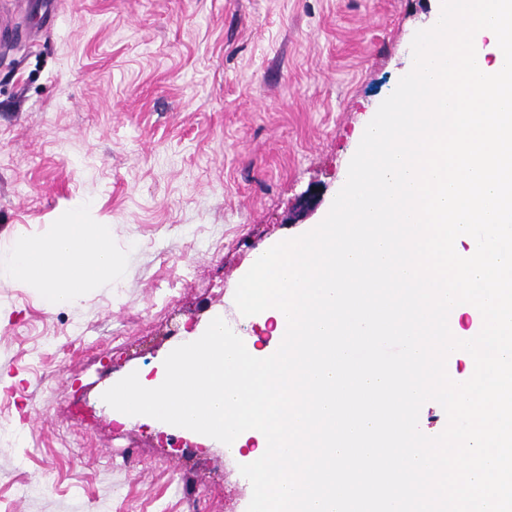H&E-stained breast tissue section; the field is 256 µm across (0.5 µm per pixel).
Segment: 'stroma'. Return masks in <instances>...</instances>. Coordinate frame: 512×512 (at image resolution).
Here are the masks:
<instances>
[{
	"mask_svg": "<svg viewBox=\"0 0 512 512\" xmlns=\"http://www.w3.org/2000/svg\"><path fill=\"white\" fill-rule=\"evenodd\" d=\"M439 0H0V250L83 208L121 263L46 309L0 280V512H247L241 458L103 393L157 370L250 256L321 222ZM318 203L300 205L307 193Z\"/></svg>",
	"mask_w": 512,
	"mask_h": 512,
	"instance_id": "stroma-1",
	"label": "stroma"
}]
</instances>
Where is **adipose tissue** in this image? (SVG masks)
Returning a JSON list of instances; mask_svg holds the SVG:
<instances>
[{
    "mask_svg": "<svg viewBox=\"0 0 512 512\" xmlns=\"http://www.w3.org/2000/svg\"><path fill=\"white\" fill-rule=\"evenodd\" d=\"M118 256L105 225L81 213L35 240L0 252V278L35 289L48 308L78 303L93 288L111 284Z\"/></svg>",
    "mask_w": 512,
    "mask_h": 512,
    "instance_id": "ef3b65f1",
    "label": "adipose tissue"
}]
</instances>
